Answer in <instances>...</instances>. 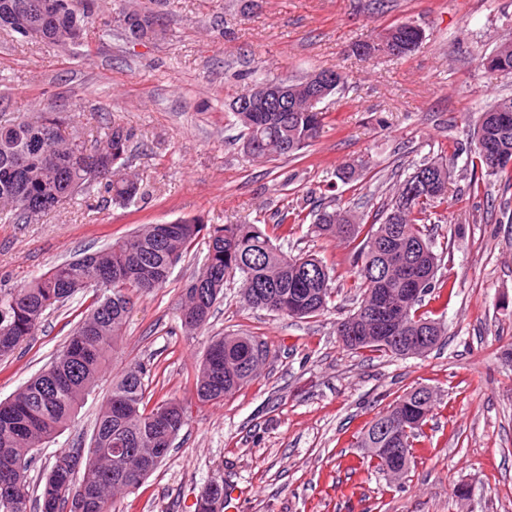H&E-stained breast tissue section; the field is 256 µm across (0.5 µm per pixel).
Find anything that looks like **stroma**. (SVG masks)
<instances>
[{"label": "stroma", "instance_id": "obj_1", "mask_svg": "<svg viewBox=\"0 0 512 512\" xmlns=\"http://www.w3.org/2000/svg\"><path fill=\"white\" fill-rule=\"evenodd\" d=\"M83 43L48 46L0 32V112L17 117L51 106L82 135L131 128L129 164L146 183L128 206L100 195L29 224L0 223V289L17 288L53 265L94 252L141 224L198 217L208 225L271 230L280 213L320 203L375 214L396 181L425 160L454 156L447 200L430 209L438 280L447 302L426 296L430 318L448 331L424 356L350 351L336 321L356 306L348 243L292 224L282 248L336 269V293L312 319L251 308L227 284L210 324L188 335L179 291L203 263L207 238L176 264L164 288L135 301L120 348L73 427L39 448L29 475L45 476L55 455L89 444L112 374L152 365L149 389L190 407L161 466L118 497L110 512H194L213 482L235 512H512V188L491 183L472 195L470 160L456 148L473 138L472 115L512 97V75L485 69L484 55L512 41V0H98ZM145 7L161 39L136 42L117 21ZM402 22L425 39L411 54L362 60L355 44ZM342 69L349 82L327 99L324 126L297 155L249 162L227 110L253 71L297 80ZM365 160L343 183L336 171ZM69 308L51 313L13 359L0 362V401L54 356ZM251 335L266 343L259 377L224 401L199 404L196 369L210 337ZM426 385L437 400L413 448L415 464L393 485L362 460L358 438L404 391ZM467 485L460 503L454 487Z\"/></svg>", "mask_w": 512, "mask_h": 512}]
</instances>
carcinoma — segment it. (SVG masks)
Returning <instances> with one entry per match:
<instances>
[{
	"label": "carcinoma",
	"instance_id": "obj_1",
	"mask_svg": "<svg viewBox=\"0 0 512 512\" xmlns=\"http://www.w3.org/2000/svg\"><path fill=\"white\" fill-rule=\"evenodd\" d=\"M46 10L35 16L47 45H66L58 35L77 27L86 31L97 13V0H0V10L25 9L38 2ZM139 33L158 38L163 29L150 12H138ZM392 41L415 51L423 41L416 30L393 25ZM489 69L512 75V43L498 46L489 56ZM242 128L241 148L252 162L266 164L307 147L320 133L326 112L299 93L294 112H235ZM66 117L47 107L32 117L3 119L0 113V221L25 223L36 208L47 214L101 185L112 202L128 204L142 193L143 181L125 172L133 132L119 124L107 127L91 145L80 136L68 138ZM473 167L485 177L512 185V97L486 106L475 123ZM434 170L427 191L409 195L423 172ZM452 162L428 160L414 169L377 212L374 222L350 211L321 208L313 224L319 236L339 237L354 244L358 292L354 312L336 321V336L349 349H369L405 357L398 341L369 331L363 312L370 309L382 288L405 303V317L397 335L416 336L417 328L436 346L447 335L444 325L419 312L424 297L444 287L436 279L438 255L428 227V206L444 198ZM272 236L250 224L208 226L199 218L170 224H142L130 235L107 247L65 261L9 291L0 290V360L15 354L35 336L46 317L72 298L80 305L70 313L73 328L68 340L41 371L14 395L0 401V512H109L115 495L137 488L166 458L173 441L187 424V408L173 397L152 400L145 378L148 365L136 361L116 378L97 418L86 448L59 453L40 493L32 495L28 472L37 446L51 442L73 426L85 398L96 390L116 354L134 298L166 285L173 261H181L196 240L208 237L201 267L180 289L181 321L185 330L199 334L209 325L212 310L224 299V286L240 284L244 303L289 317H317L328 308L335 268L313 255L292 256L277 240L288 236V214L275 222ZM242 337L215 336L196 373L195 395L201 404L219 401L252 381L258 370L239 355ZM426 388L405 392L380 412L364 431L361 448H377L381 428L398 433L397 441L414 464L411 448L421 431L404 420L401 408L412 407L428 418L433 402ZM134 453L114 459L112 449ZM224 502V485L210 484L197 498L196 512H216Z\"/></svg>",
	"mask_w": 512,
	"mask_h": 512
}]
</instances>
